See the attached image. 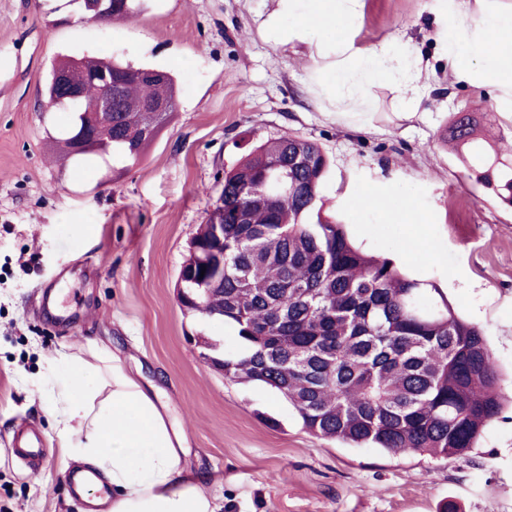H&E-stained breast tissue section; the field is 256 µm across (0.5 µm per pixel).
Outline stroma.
Returning <instances> with one entry per match:
<instances>
[{"label": "stroma", "mask_w": 512, "mask_h": 512, "mask_svg": "<svg viewBox=\"0 0 512 512\" xmlns=\"http://www.w3.org/2000/svg\"><path fill=\"white\" fill-rule=\"evenodd\" d=\"M277 7L145 0L137 17L111 24L79 18L66 0H0V66L10 71L0 79V512H85L61 479L63 451L39 395L48 358L91 341L158 393L186 438L185 477L202 483L218 512H512V205L468 177L448 139L466 112L490 142L512 149V117L490 89L445 91L433 0H363L357 46L403 37L440 87L411 117L383 85L363 125L327 118L306 48L263 37ZM112 54L174 73V115L137 163L56 162L51 138L68 116L45 102L53 65ZM288 133L327 155L319 195L349 238L434 282L482 328L506 404L473 452L388 454L311 435L271 389L225 378L203 359L197 333L229 354L239 341L178 301L190 242L225 170ZM389 179L425 215L427 252H409L406 225L354 206L363 186ZM24 422L47 448L38 472L9 452Z\"/></svg>", "instance_id": "1"}]
</instances>
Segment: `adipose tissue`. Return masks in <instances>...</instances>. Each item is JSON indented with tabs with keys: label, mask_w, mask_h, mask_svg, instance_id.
I'll use <instances>...</instances> for the list:
<instances>
[{
	"label": "adipose tissue",
	"mask_w": 512,
	"mask_h": 512,
	"mask_svg": "<svg viewBox=\"0 0 512 512\" xmlns=\"http://www.w3.org/2000/svg\"><path fill=\"white\" fill-rule=\"evenodd\" d=\"M436 41L458 83L494 86L512 112V7L490 0H438ZM363 25L361 0H278L262 27L278 46L310 50L313 82L330 98L339 121L367 115L372 87L391 86L399 107L418 112L426 98L423 58L410 42L393 39L364 49L354 35ZM355 203L378 209L385 222L409 225V246L420 252L422 213L399 182L363 189ZM44 394L54 434L68 458L89 475L81 496L107 512H216L214 498L183 475V436L158 398L103 349L61 353L48 362Z\"/></svg>",
	"instance_id": "1"
}]
</instances>
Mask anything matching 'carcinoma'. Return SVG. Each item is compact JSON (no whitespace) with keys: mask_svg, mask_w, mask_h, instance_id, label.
I'll return each instance as SVG.
<instances>
[{"mask_svg":"<svg viewBox=\"0 0 512 512\" xmlns=\"http://www.w3.org/2000/svg\"><path fill=\"white\" fill-rule=\"evenodd\" d=\"M143 0H112L105 21L134 17ZM78 78L90 70L112 74L120 86L112 127L76 154L69 139L80 113L53 138L59 159L108 155L137 162L151 143H130L129 122L145 118L149 99L177 104L176 78L144 85L139 69L117 58L64 59ZM83 101L96 107L105 88L82 82ZM464 168L486 188L508 193L512 161L478 137L465 116L450 128ZM328 161L322 149L292 134L257 146L224 173L219 197L200 225L183 264L185 293L208 284L214 225H224V280L210 286L203 308L230 326L242 350L224 357V376L264 385L295 410L309 433L352 447L390 454L465 455L503 405L499 376L482 329L454 310L433 283L416 279L387 258L365 253L344 224L317 208ZM288 174V195L273 180Z\"/></svg>","mask_w":512,"mask_h":512,"instance_id":"cac0c4a2","label":"carcinoma"}]
</instances>
